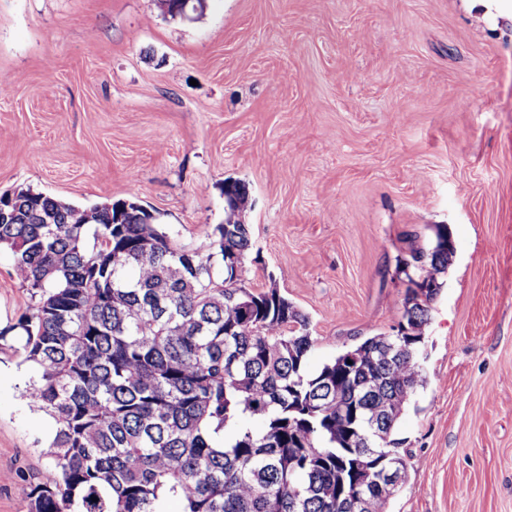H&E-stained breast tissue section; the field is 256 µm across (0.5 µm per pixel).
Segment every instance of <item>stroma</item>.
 I'll use <instances>...</instances> for the list:
<instances>
[{
  "instance_id": "stroma-1",
  "label": "stroma",
  "mask_w": 512,
  "mask_h": 512,
  "mask_svg": "<svg viewBox=\"0 0 512 512\" xmlns=\"http://www.w3.org/2000/svg\"><path fill=\"white\" fill-rule=\"evenodd\" d=\"M259 262L309 320L318 369L391 333L398 258L448 225L426 381L395 427L391 512H512V0H0V195L133 199L206 249L225 180ZM36 299L0 250V512H28L53 420L22 398Z\"/></svg>"
}]
</instances>
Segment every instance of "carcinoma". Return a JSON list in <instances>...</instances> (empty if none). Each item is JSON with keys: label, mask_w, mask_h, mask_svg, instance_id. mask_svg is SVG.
<instances>
[{"label": "carcinoma", "mask_w": 512, "mask_h": 512, "mask_svg": "<svg viewBox=\"0 0 512 512\" xmlns=\"http://www.w3.org/2000/svg\"><path fill=\"white\" fill-rule=\"evenodd\" d=\"M222 195L205 255L135 200L0 196V246L38 296L19 323L37 365L26 397L55 422L29 512H356L360 494L388 512L379 483L406 468L392 433L425 383V326L452 253L399 261L428 284L406 288L408 333L311 372L307 318L278 288L245 285L246 183L226 180Z\"/></svg>", "instance_id": "obj_1"}]
</instances>
